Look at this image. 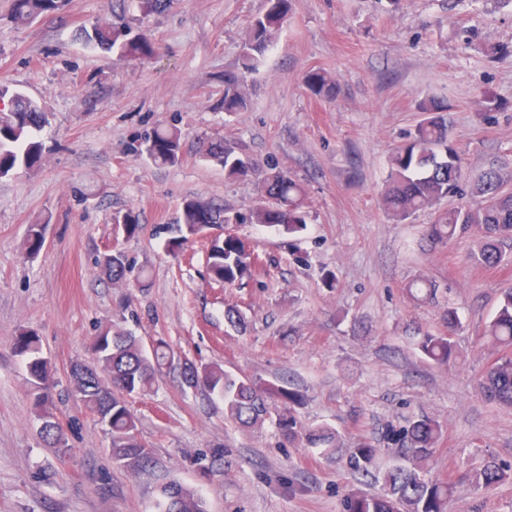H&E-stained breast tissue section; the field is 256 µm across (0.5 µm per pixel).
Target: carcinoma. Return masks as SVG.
I'll use <instances>...</instances> for the list:
<instances>
[{
    "label": "carcinoma",
    "instance_id": "1",
    "mask_svg": "<svg viewBox=\"0 0 512 512\" xmlns=\"http://www.w3.org/2000/svg\"><path fill=\"white\" fill-rule=\"evenodd\" d=\"M61 0H12L11 18L27 25L40 16L58 10ZM291 0H267L265 11L247 24L237 70L224 74L222 108L226 112H242L250 107L246 89L247 77L258 72L277 35L288 22ZM88 44L112 57L115 62L145 60L156 53L153 42L144 35H133L127 29L102 20L92 31H84ZM309 89L317 96L333 98L337 94L335 78L324 69H311L305 75ZM12 99L9 109L0 110V177H6L18 166L36 168L42 159V145L36 133L45 123L38 103L22 92L0 83V98ZM425 118L420 121L405 143L389 156V178L382 197L384 207L400 221L432 207L440 200L462 194L460 155L448 137V104L428 98L419 104ZM181 133L175 128L157 130L145 141L142 153L156 165H170L181 153ZM201 156L224 168L228 178H253L258 182L260 204L252 211L256 224L294 234L307 224L306 190L287 172L262 163L243 153L233 142L223 140L200 143ZM477 193L482 197L476 207L460 205L438 215L427 227L433 243H446L457 236L471 233L479 246L473 253L475 264L495 268L505 260L504 245L512 244V191L504 188V180L495 170L481 175ZM125 237L139 233L141 225L132 209L114 216ZM231 222L224 208L200 197L184 199L177 224L178 235L167 248L178 254L191 238L210 229H222ZM45 239L42 225L32 224L26 237L28 254L36 255ZM209 278L231 287L252 274L260 265L259 257L241 239L216 236L206 259ZM100 270L114 285L127 282V258L115 248L99 260ZM446 330L425 332L418 350L425 360L444 365L456 354L453 342L460 317L453 308L444 311ZM481 335L500 355L486 369L477 383L479 394L488 402L512 407V289L503 293L494 317L486 323ZM12 349L25 361L26 384L32 398L34 414L41 421L43 440L58 448L62 455L70 453L53 399L56 386L49 361L42 355L36 333L22 329L13 338ZM92 363L79 362L71 369L74 390L97 422L110 435L112 457L121 466L136 473L152 463L151 449L139 435L137 419L127 398L152 389L155 375L171 358L167 344L159 342L147 356L142 340L114 330H102L88 347ZM183 384L191 389L202 387L224 402L225 419L242 427L262 424L267 414V400L280 403L277 420L280 435L288 446L305 445L333 452L343 445L339 432L327 426L304 428L295 415L303 395L293 389L279 387L249 376H235L216 365L184 362ZM442 435L440 422L426 414L407 420L399 428L390 427L384 434L389 447L379 448L359 441L349 448L347 466L378 485L374 493L358 492L344 500V512H448L454 483L433 473V449ZM385 454L388 464L376 469L377 458ZM512 478V467L491 460L471 476L477 488H487ZM160 512H206L201 496L171 482L161 490Z\"/></svg>",
    "mask_w": 512,
    "mask_h": 512
}]
</instances>
